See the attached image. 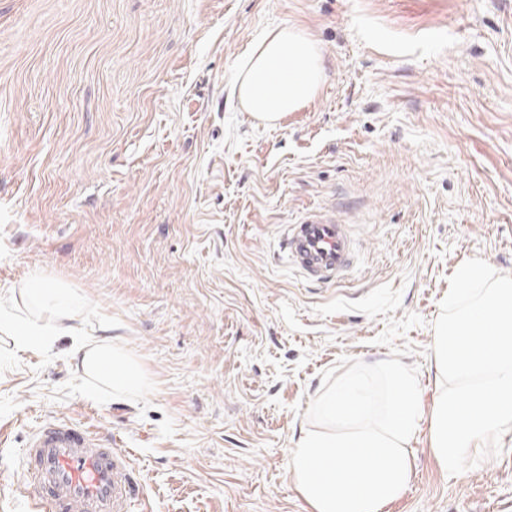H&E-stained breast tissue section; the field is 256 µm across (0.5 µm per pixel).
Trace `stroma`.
I'll return each mask as SVG.
<instances>
[{
    "mask_svg": "<svg viewBox=\"0 0 512 512\" xmlns=\"http://www.w3.org/2000/svg\"><path fill=\"white\" fill-rule=\"evenodd\" d=\"M290 26L324 76L266 123L231 87ZM318 211L353 241L337 281L281 250ZM473 258L512 275V0H0V512H27L22 450L58 419L131 450L151 512H313L288 462L322 373L393 348L384 316L316 307L401 290L428 410L433 324ZM35 272L111 320L142 386L113 395L67 338L15 348ZM410 461L383 512H512V434L451 477L423 426Z\"/></svg>",
    "mask_w": 512,
    "mask_h": 512,
    "instance_id": "stroma-1",
    "label": "stroma"
}]
</instances>
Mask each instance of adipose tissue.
<instances>
[{
  "label": "adipose tissue",
  "mask_w": 512,
  "mask_h": 512,
  "mask_svg": "<svg viewBox=\"0 0 512 512\" xmlns=\"http://www.w3.org/2000/svg\"><path fill=\"white\" fill-rule=\"evenodd\" d=\"M324 72L322 55L311 37L299 28L268 32L244 54L241 77L233 91L256 118L273 122L295 111L316 93ZM34 313L13 323L17 347L48 348L56 339L71 338L76 344L84 373L97 377L115 391L138 388L143 374L132 359H118L106 333L110 320H102L100 337H84L73 323L80 302L71 289L31 274L21 291Z\"/></svg>",
  "instance_id": "1"
}]
</instances>
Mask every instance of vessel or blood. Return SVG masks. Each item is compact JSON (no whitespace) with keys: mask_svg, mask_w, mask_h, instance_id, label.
<instances>
[{"mask_svg":"<svg viewBox=\"0 0 512 512\" xmlns=\"http://www.w3.org/2000/svg\"><path fill=\"white\" fill-rule=\"evenodd\" d=\"M287 259L309 277L332 280L354 253L346 225L315 213L290 225ZM36 512H145L147 496L132 477V454L97 431L72 422L47 423L23 450Z\"/></svg>","mask_w":512,"mask_h":512,"instance_id":"1","label":"vessel or blood"}]
</instances>
